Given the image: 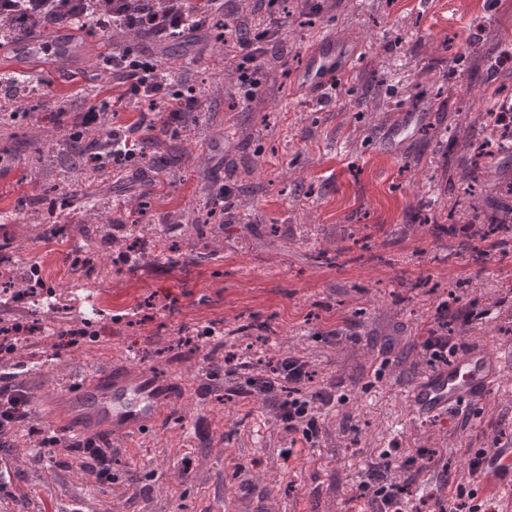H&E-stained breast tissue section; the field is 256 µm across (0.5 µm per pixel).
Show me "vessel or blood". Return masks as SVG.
Here are the masks:
<instances>
[{
  "label": "vessel or blood",
  "instance_id": "b4317fda",
  "mask_svg": "<svg viewBox=\"0 0 512 512\" xmlns=\"http://www.w3.org/2000/svg\"><path fill=\"white\" fill-rule=\"evenodd\" d=\"M8 47L14 69L24 72L41 69L47 60L66 64L75 51L72 40L60 32L13 39ZM348 54L346 45L323 42L301 75L303 88L322 93L326 79L344 68ZM500 363V355L488 347L472 345L448 366L416 384L412 404L416 411L428 415L466 402H487L497 384ZM175 400L176 391L169 379L120 364L66 388L54 407V416L74 423L81 432L130 437L158 425Z\"/></svg>",
  "mask_w": 512,
  "mask_h": 512
}]
</instances>
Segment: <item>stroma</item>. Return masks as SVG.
Listing matches in <instances>:
<instances>
[{
	"label": "stroma",
	"instance_id": "obj_1",
	"mask_svg": "<svg viewBox=\"0 0 512 512\" xmlns=\"http://www.w3.org/2000/svg\"><path fill=\"white\" fill-rule=\"evenodd\" d=\"M272 20L281 35L250 101L215 33L182 40L174 59L168 40L79 31L111 47L134 44L170 67L176 89L196 88L202 107L175 127V167L162 163L158 128L139 165L65 173L68 132L88 107L107 101L115 125L135 115L101 56L43 75L40 100L20 99L0 118V151L10 156L0 163V255L40 268L58 288L35 313L0 299V320L54 330L23 349L5 383L28 392L40 432L68 438L73 425L50 405L90 372L126 362L188 387L158 427L95 434L112 460L110 483L97 484L77 448L41 459L24 436L0 450L9 474L0 512H374L360 489L371 465L387 462L395 480L410 458L422 470L410 512H431L433 494L454 496L461 483L512 512V470L468 473L477 449H512V359L487 404L424 416L410 401L435 371L422 344L438 304L478 303L480 315L452 322V335L512 350V232L478 258L448 220L457 161L479 134L471 121L492 109L494 88L512 92V0H277L251 25ZM327 39L353 53L322 106L299 77ZM225 187L234 217L205 255L175 220L205 214ZM44 189L84 210L68 237L29 223ZM116 221L178 242L182 259L149 248L136 269L119 272L104 250L96 267L72 271L70 254L90 244L96 225ZM257 319L269 327L238 337L234 377L208 347L172 344L210 321ZM70 320L92 321L98 341L68 346ZM289 351L309 357L315 384L341 383L346 396L325 409L313 447L288 434L268 403L235 390L259 361Z\"/></svg>",
	"mask_w": 512,
	"mask_h": 512
}]
</instances>
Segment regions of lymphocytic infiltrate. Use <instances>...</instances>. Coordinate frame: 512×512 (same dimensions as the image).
Listing matches in <instances>:
<instances>
[{
	"instance_id": "lymphocytic-infiltrate-1",
	"label": "lymphocytic infiltrate",
	"mask_w": 512,
	"mask_h": 512,
	"mask_svg": "<svg viewBox=\"0 0 512 512\" xmlns=\"http://www.w3.org/2000/svg\"><path fill=\"white\" fill-rule=\"evenodd\" d=\"M224 0H0V32L6 26L24 19L36 23L91 25L100 32L124 30L145 32L156 40L194 35L207 30L215 14L223 12ZM247 19L235 21L234 31L225 32L224 44L236 65L235 86L243 97H252L257 87L256 73L268 45L279 31L268 28L242 39L237 29L247 26ZM112 74L118 80L120 96L137 101L139 114L135 121L117 126L112 131V163L116 166L136 161L135 146L144 127L156 122V105L167 112L164 125L180 121L185 113L199 109L197 96L176 92L167 81L161 62L131 47L113 50L110 60ZM454 312L448 303H440L434 314L423 350L430 362L447 364L449 355L460 345L448 334V321ZM306 357L282 354L276 367L266 374L250 376L245 391L251 396L269 400L276 409L285 430L300 434L305 443H318L322 433V412L335 401V388L328 385L311 388L312 375ZM29 416V399L24 390L0 387V447H16ZM402 481H392L372 467L362 488L377 504L378 512H404L407 495L420 474L413 465H406Z\"/></svg>"
}]
</instances>
